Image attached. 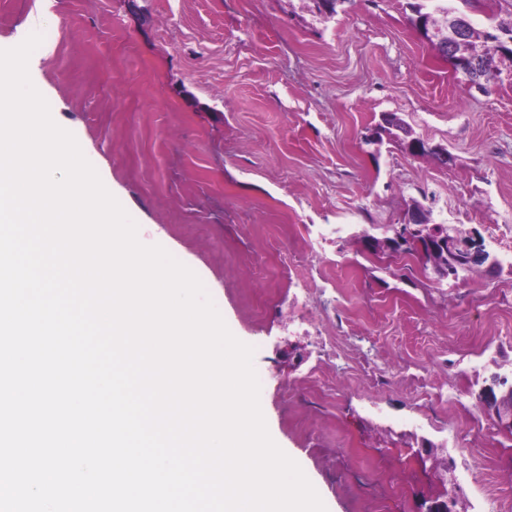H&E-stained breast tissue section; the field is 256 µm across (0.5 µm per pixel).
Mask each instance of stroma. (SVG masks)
Segmentation results:
<instances>
[{
    "instance_id": "35a3bbf8",
    "label": "stroma",
    "mask_w": 512,
    "mask_h": 512,
    "mask_svg": "<svg viewBox=\"0 0 512 512\" xmlns=\"http://www.w3.org/2000/svg\"><path fill=\"white\" fill-rule=\"evenodd\" d=\"M409 0H0V47L44 26L32 75L147 244L193 269L255 349L271 437L327 512H421L422 440L458 512H512V434L477 394L512 375V77L468 90ZM451 165L364 141L381 114ZM422 206L502 269L425 280L372 253ZM419 465L425 471L429 470L436 474L438 483L444 488L442 494L428 498V503L424 505V512H453L452 508L457 501L455 496L459 488L454 475V466L451 461L446 460L441 467L437 463V448H432L431 444L425 442L420 448L414 451ZM430 462V466H427ZM448 487L450 489H448Z\"/></svg>"
}]
</instances>
